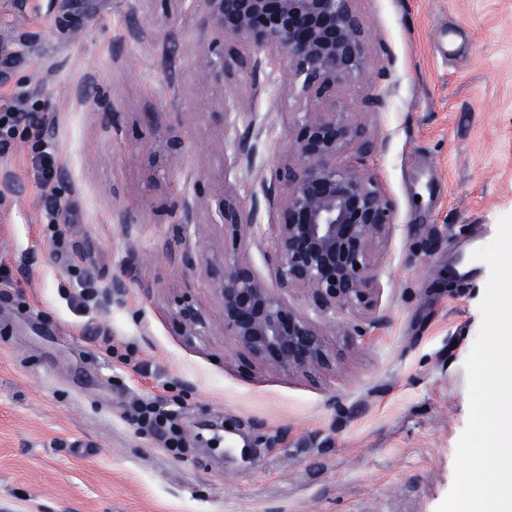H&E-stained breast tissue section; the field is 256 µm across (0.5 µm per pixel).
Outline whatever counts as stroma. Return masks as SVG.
Masks as SVG:
<instances>
[{
    "label": "stroma",
    "instance_id": "35a3bbf8",
    "mask_svg": "<svg viewBox=\"0 0 512 512\" xmlns=\"http://www.w3.org/2000/svg\"><path fill=\"white\" fill-rule=\"evenodd\" d=\"M354 8L369 67L336 105L377 146L366 171L394 226L375 311L317 316L331 364L307 376L243 359L203 262L224 228L202 206L182 230L167 207L198 183L262 197L286 113L321 104L274 75L204 86L202 0H0V104L40 118L0 147V512H436L489 277L472 253L512 214V0ZM224 112L251 113V165ZM37 137L55 148L47 180ZM258 221L241 254L266 278L273 217ZM185 301L204 335H181ZM146 403L170 424H142Z\"/></svg>",
    "mask_w": 512,
    "mask_h": 512
}]
</instances>
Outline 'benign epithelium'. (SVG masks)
<instances>
[{
  "label": "benign epithelium",
  "instance_id": "benign-epithelium-1",
  "mask_svg": "<svg viewBox=\"0 0 512 512\" xmlns=\"http://www.w3.org/2000/svg\"><path fill=\"white\" fill-rule=\"evenodd\" d=\"M205 5L204 24L222 45L216 59L202 60L205 85L240 75L258 83L268 76L273 49L284 58L281 90L311 96L326 112H295L286 117L288 162L273 169L264 198L275 216L272 272L262 278L240 255L242 239L260 232L257 203L227 191L217 208L230 244L205 261L215 287L224 331L242 354L264 367L308 374L330 363L319 325L292 308L285 295L304 293L318 313L350 310L368 314L377 303L379 247L393 229L394 204L377 180L364 171L375 144L350 113L336 109L337 85L367 72L362 21L354 0H188ZM236 157L251 163L253 121L238 114ZM207 192L172 202L184 227L196 223ZM177 325L185 336H199L206 323L182 306Z\"/></svg>",
  "mask_w": 512,
  "mask_h": 512
}]
</instances>
